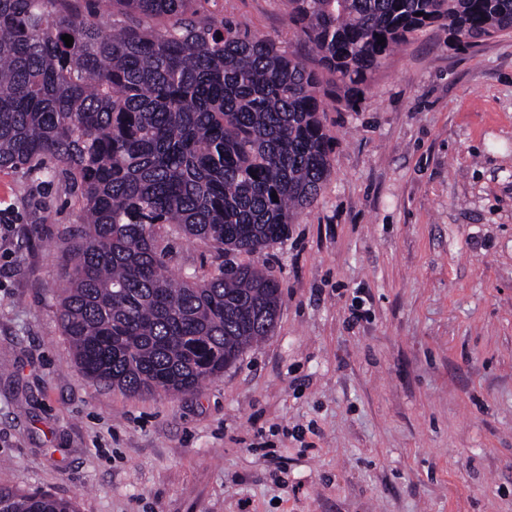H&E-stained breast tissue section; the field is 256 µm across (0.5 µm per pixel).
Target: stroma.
I'll return each mask as SVG.
<instances>
[{
    "label": "stroma",
    "instance_id": "obj_1",
    "mask_svg": "<svg viewBox=\"0 0 512 512\" xmlns=\"http://www.w3.org/2000/svg\"><path fill=\"white\" fill-rule=\"evenodd\" d=\"M208 8L315 65L282 0ZM324 124L331 173L281 243L162 228L174 276L253 264L281 293L269 336L177 396L84 376L57 288L79 193L0 168V486L77 512H512V32L428 30Z\"/></svg>",
    "mask_w": 512,
    "mask_h": 512
}]
</instances>
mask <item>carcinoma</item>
<instances>
[{"label": "carcinoma", "mask_w": 512, "mask_h": 512, "mask_svg": "<svg viewBox=\"0 0 512 512\" xmlns=\"http://www.w3.org/2000/svg\"><path fill=\"white\" fill-rule=\"evenodd\" d=\"M71 2L0 0V167L51 163L79 191L88 231L65 243L63 335L88 379L145 395L224 375L280 305L277 282L252 265L173 277L160 225L220 252H264L331 171L325 99L355 104L429 28L462 48L512 31V0H285L310 67L201 12L205 0H111L129 18L120 27ZM160 18L166 27L147 26ZM0 512L76 510L0 486Z\"/></svg>", "instance_id": "1"}]
</instances>
